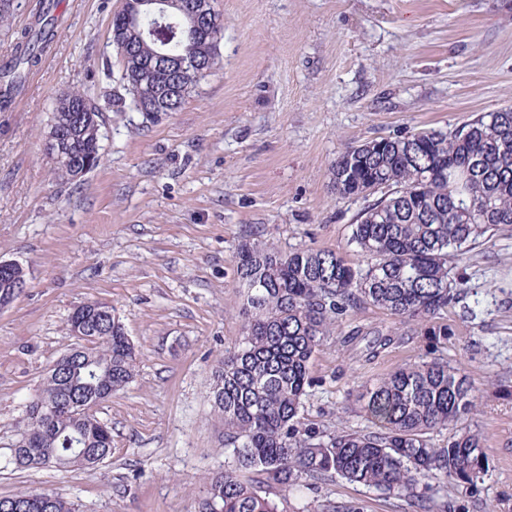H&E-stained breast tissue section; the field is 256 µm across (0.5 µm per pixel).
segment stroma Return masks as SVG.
<instances>
[{
  "instance_id": "obj_1",
  "label": "stroma",
  "mask_w": 512,
  "mask_h": 512,
  "mask_svg": "<svg viewBox=\"0 0 512 512\" xmlns=\"http://www.w3.org/2000/svg\"><path fill=\"white\" fill-rule=\"evenodd\" d=\"M121 0H58L57 36L0 111V259L27 285L0 307V498L53 490L78 512H198L223 469L224 427L206 400L239 338L244 290L233 257L256 232L282 251L346 245L366 206L342 199L331 168L347 146L419 129L454 131L512 104V0H215L219 61L181 109L144 117L124 96L110 38ZM70 90L101 110V161L61 181L44 150ZM464 296L448 334L369 306L339 318L311 365L304 416L366 425L364 382L440 358L465 368L480 406L487 473L449 484L447 512H512V227L458 262ZM111 304L137 352L132 382L96 409L112 453L93 469L6 467L15 423L73 344L77 305ZM390 345L374 349L377 335ZM267 494L279 512L404 501L334 479Z\"/></svg>"
}]
</instances>
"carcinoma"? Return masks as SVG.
Listing matches in <instances>:
<instances>
[{
    "label": "carcinoma",
    "instance_id": "carcinoma-1",
    "mask_svg": "<svg viewBox=\"0 0 512 512\" xmlns=\"http://www.w3.org/2000/svg\"><path fill=\"white\" fill-rule=\"evenodd\" d=\"M215 19L204 32L183 33L169 23L136 28L123 10L113 14L112 44L133 110H153L178 80L193 88L203 78L159 66L158 52L216 64L224 23L218 13ZM55 36L44 13L0 56V104L23 86L26 69ZM60 100L67 106L53 109L52 123L68 145L57 170L73 182L72 163L91 171L100 144L80 135L91 108L84 96L71 91ZM331 183L342 198L374 197L348 238L365 263L334 250L283 252L259 236L234 256L246 293L242 336L224 351L207 392L232 454L223 470L205 477L199 512H278L262 483L316 490L335 477L401 499L408 512H444L448 481L472 484L489 468L484 435L458 427L478 410V390L464 369L443 360L405 365L365 386V430L320 428L305 422L301 409L313 385L310 365L338 316L370 305L430 323L426 335L435 340L448 335L439 318L459 298L452 261L512 226V106L450 133L430 129L351 145L332 166ZM18 280V273L0 271V303L15 298ZM96 305L86 303L81 321L68 320L75 346L54 362L55 374H47L16 423L7 460L16 469L90 468L111 454V429L93 407L132 381L136 351L120 319L100 325ZM78 401L82 411L64 409ZM450 426L455 433L437 445L434 434ZM429 480L437 487L426 495L420 487ZM0 512H74V504L55 491H24L0 498Z\"/></svg>",
    "mask_w": 512,
    "mask_h": 512
}]
</instances>
